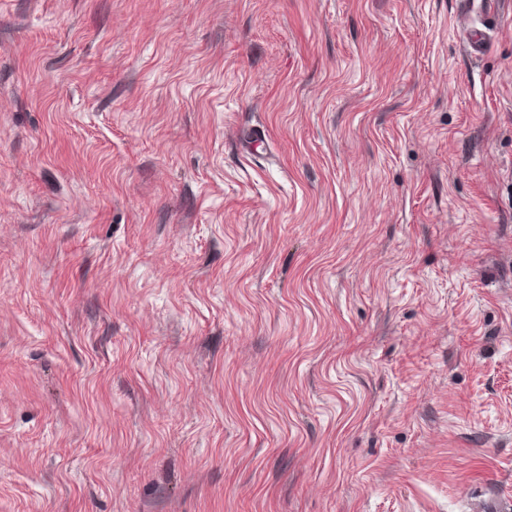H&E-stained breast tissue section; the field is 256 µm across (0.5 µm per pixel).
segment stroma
<instances>
[{"instance_id":"35a3bbf8","label":"stroma","mask_w":512,"mask_h":512,"mask_svg":"<svg viewBox=\"0 0 512 512\" xmlns=\"http://www.w3.org/2000/svg\"><path fill=\"white\" fill-rule=\"evenodd\" d=\"M500 9L0 0V512L512 499ZM495 0H464L466 9L468 12H475L483 19L481 27L472 26L469 28L466 44L469 50L478 54L483 50L487 26H493L498 19V12L495 10Z\"/></svg>"}]
</instances>
